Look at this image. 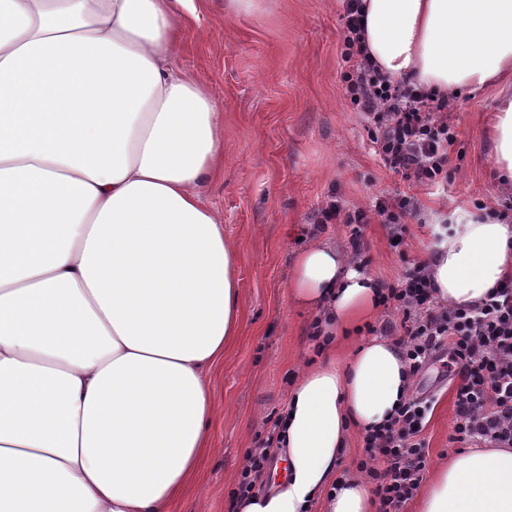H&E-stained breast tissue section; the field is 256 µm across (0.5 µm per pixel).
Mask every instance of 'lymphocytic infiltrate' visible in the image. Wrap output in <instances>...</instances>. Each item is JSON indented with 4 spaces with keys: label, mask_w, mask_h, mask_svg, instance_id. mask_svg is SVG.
Masks as SVG:
<instances>
[{
    "label": "lymphocytic infiltrate",
    "mask_w": 512,
    "mask_h": 512,
    "mask_svg": "<svg viewBox=\"0 0 512 512\" xmlns=\"http://www.w3.org/2000/svg\"><path fill=\"white\" fill-rule=\"evenodd\" d=\"M362 0H343L342 60L349 98L369 125L370 141L385 167L418 182L439 186L448 178V149L456 140L448 120L449 101L424 89L395 84L371 60L364 45ZM411 195L375 198L369 209H345L331 201L313 223L350 227L348 244L354 263H362L364 229L370 220L385 224L395 251H403L407 218L417 214ZM382 304L395 313L381 328L395 337L412 376L443 362L455 392L450 442L465 448L512 447V276H505L477 307L440 304L434 296L429 263L414 260L406 274L384 288ZM433 393L414 391L388 424L363 437L357 471L373 487L378 512H406L418 493L429 463L423 431L434 409ZM274 436L249 449L236 493L263 487L275 457Z\"/></svg>",
    "instance_id": "1"
}]
</instances>
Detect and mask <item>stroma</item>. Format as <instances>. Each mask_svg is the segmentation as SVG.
Returning <instances> with one entry per match:
<instances>
[{
    "label": "stroma",
    "mask_w": 512,
    "mask_h": 512,
    "mask_svg": "<svg viewBox=\"0 0 512 512\" xmlns=\"http://www.w3.org/2000/svg\"><path fill=\"white\" fill-rule=\"evenodd\" d=\"M195 6L182 22L178 64L206 85L224 119V164L203 199L237 250L243 330L210 377L213 402L224 415L209 428L203 487L173 512H228L247 450L266 437L267 419L276 417L316 358L315 315L287 299L293 262L318 239L348 245L340 224L317 238L306 235L318 210L334 196L349 207L370 206L381 194L416 196L421 217L410 223L406 252L423 259L432 223L478 218L482 203L500 208L512 197V184L498 183L486 158L484 119L496 100L493 86L450 101L457 140L448 149L444 189L383 165L345 93L342 0H254L250 10L229 8L228 0H195ZM364 258V271L389 285L405 268L378 223L365 229ZM441 374L436 363L415 382L436 395L424 429L433 468L458 450L448 441L453 387Z\"/></svg>",
    "instance_id": "obj_1"
}]
</instances>
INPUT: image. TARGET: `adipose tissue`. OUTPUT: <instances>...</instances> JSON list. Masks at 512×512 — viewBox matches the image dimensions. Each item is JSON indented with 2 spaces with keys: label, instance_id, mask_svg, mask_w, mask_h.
Returning <instances> with one entry per match:
<instances>
[{
  "label": "adipose tissue",
  "instance_id": "1",
  "mask_svg": "<svg viewBox=\"0 0 512 512\" xmlns=\"http://www.w3.org/2000/svg\"><path fill=\"white\" fill-rule=\"evenodd\" d=\"M194 9L0 0V512H170L210 452L208 377L242 313L236 254L201 200L224 125L174 64ZM364 38L392 79L444 97L497 86L487 142L512 181V0H364ZM429 263L439 303L479 305L512 272V225H455ZM380 292L328 242L288 284L330 337ZM412 384L387 336L305 372L282 414L285 476L235 512H371L341 453ZM420 512H512V448L443 461Z\"/></svg>",
  "mask_w": 512,
  "mask_h": 512
}]
</instances>
